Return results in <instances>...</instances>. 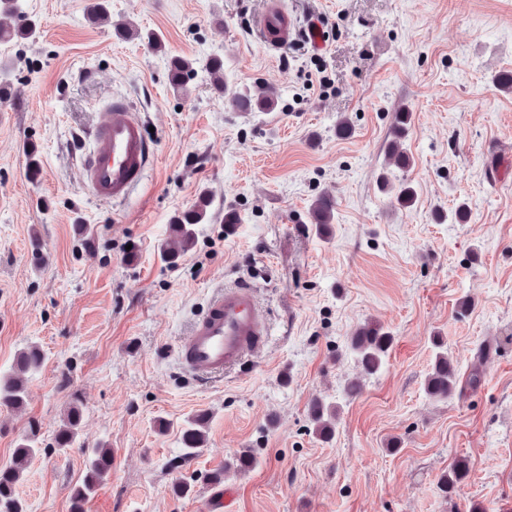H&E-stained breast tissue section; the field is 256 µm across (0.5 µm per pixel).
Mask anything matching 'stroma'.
Here are the masks:
<instances>
[{
    "label": "stroma",
    "mask_w": 512,
    "mask_h": 512,
    "mask_svg": "<svg viewBox=\"0 0 512 512\" xmlns=\"http://www.w3.org/2000/svg\"><path fill=\"white\" fill-rule=\"evenodd\" d=\"M287 2L321 17L324 48L297 39L270 55L253 33L258 0H106L105 20L94 0H22L35 37L0 44V372L31 345L46 362L24 407L0 408V465L37 425L42 450L15 489L25 512H71L98 445L114 464L84 512H208L217 476L236 490L229 512H512V89L500 83L512 0ZM210 54L229 85L277 89L275 111L240 116L201 73L173 87L171 58ZM319 69L327 86L309 81ZM120 97L153 126L156 160L104 205L82 181L81 139ZM403 110L406 168L388 158ZM326 192L323 236L310 213ZM203 195L208 220L170 263L171 221ZM249 279L268 343L254 364L190 379L178 350L193 321L216 286ZM368 323L394 338L372 376L350 349ZM436 336L478 387L426 394ZM355 378L362 391L345 397ZM76 395L83 418L60 451ZM317 398L338 409L328 441L310 419ZM201 413L207 442L189 456L181 429ZM243 452L255 466L225 470ZM460 457L469 475L443 496Z\"/></svg>",
    "instance_id": "1"
}]
</instances>
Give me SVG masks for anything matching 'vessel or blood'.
I'll return each mask as SVG.
<instances>
[{
  "instance_id": "b4317fda",
  "label": "vessel or blood",
  "mask_w": 512,
  "mask_h": 512,
  "mask_svg": "<svg viewBox=\"0 0 512 512\" xmlns=\"http://www.w3.org/2000/svg\"><path fill=\"white\" fill-rule=\"evenodd\" d=\"M254 27L260 43L272 54L286 50L297 31L314 40L319 37L317 29L300 27L284 0H264ZM89 135L93 147L81 161L85 184L100 202L125 199L155 160V144L144 121L125 100L117 99ZM269 334L268 318L255 288L240 283L211 296L178 357L193 380H210L251 362Z\"/></svg>"
}]
</instances>
